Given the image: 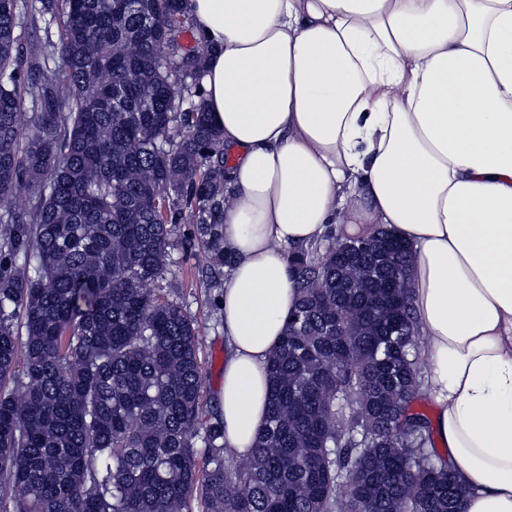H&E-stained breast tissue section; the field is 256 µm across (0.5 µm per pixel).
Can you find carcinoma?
Wrapping results in <instances>:
<instances>
[{
  "mask_svg": "<svg viewBox=\"0 0 512 512\" xmlns=\"http://www.w3.org/2000/svg\"><path fill=\"white\" fill-rule=\"evenodd\" d=\"M186 2L0 0V512H460L384 230L293 257L268 418L227 463L199 326L148 287L185 211L231 264L207 49L168 42Z\"/></svg>",
  "mask_w": 512,
  "mask_h": 512,
  "instance_id": "1",
  "label": "carcinoma"
}]
</instances>
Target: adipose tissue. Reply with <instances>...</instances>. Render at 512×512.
I'll return each instance as SVG.
<instances>
[{
    "label": "adipose tissue",
    "instance_id": "adipose-tissue-1",
    "mask_svg": "<svg viewBox=\"0 0 512 512\" xmlns=\"http://www.w3.org/2000/svg\"><path fill=\"white\" fill-rule=\"evenodd\" d=\"M224 172V437L250 454L297 305L290 258L385 230L411 250L431 432L512 512V0H187Z\"/></svg>",
    "mask_w": 512,
    "mask_h": 512
}]
</instances>
